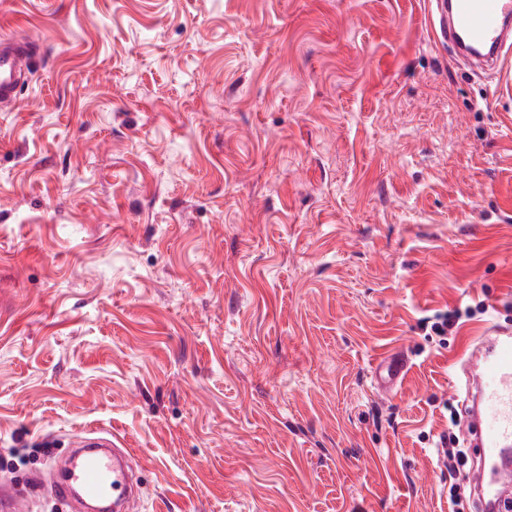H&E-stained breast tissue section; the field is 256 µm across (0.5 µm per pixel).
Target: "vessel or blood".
<instances>
[{"label": "vessel or blood", "instance_id": "vessel-or-blood-1", "mask_svg": "<svg viewBox=\"0 0 512 512\" xmlns=\"http://www.w3.org/2000/svg\"><path fill=\"white\" fill-rule=\"evenodd\" d=\"M438 36L453 53L478 52L496 75L512 71V0H433ZM28 43L10 34L0 37V108H12L31 69ZM407 372L401 357L379 361L373 370L378 391L390 389ZM466 374L477 408L476 440L485 461L471 476L482 497L495 501L512 487V467L498 459L512 451V331L488 328L471 349ZM68 475L52 487L62 501L74 493L120 512L132 497L123 458L112 451V435L92 430L75 439Z\"/></svg>", "mask_w": 512, "mask_h": 512}]
</instances>
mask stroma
I'll list each match as a JSON object with an SVG mask.
<instances>
[{
    "instance_id": "stroma-1",
    "label": "stroma",
    "mask_w": 512,
    "mask_h": 512,
    "mask_svg": "<svg viewBox=\"0 0 512 512\" xmlns=\"http://www.w3.org/2000/svg\"><path fill=\"white\" fill-rule=\"evenodd\" d=\"M1 33L35 55L0 111L24 512H69L87 428L137 512H479L437 460L471 337L512 330V80L452 64L430 0H0ZM470 318V310L455 309L453 311H446L438 313L434 316L433 322L430 325L431 333L436 336H447L448 331L458 329ZM430 333V335H432ZM383 371L386 375H383ZM407 372V363L400 356H391L379 361L373 370V384L378 391L390 389L399 380H402Z\"/></svg>"
}]
</instances>
